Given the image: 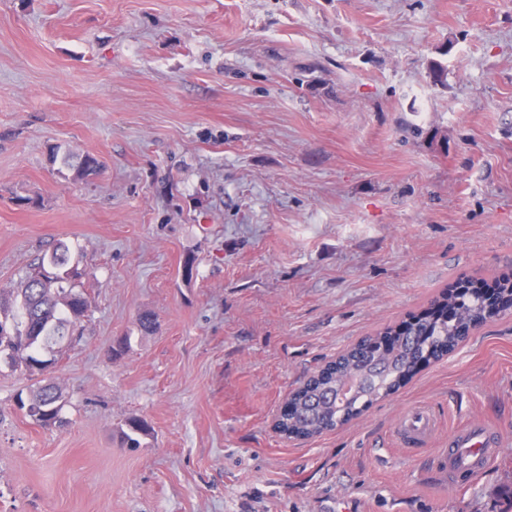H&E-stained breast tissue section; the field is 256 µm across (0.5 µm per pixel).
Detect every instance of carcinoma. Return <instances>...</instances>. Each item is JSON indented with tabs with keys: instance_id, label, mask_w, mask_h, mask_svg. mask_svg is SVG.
<instances>
[{
	"instance_id": "1",
	"label": "carcinoma",
	"mask_w": 512,
	"mask_h": 512,
	"mask_svg": "<svg viewBox=\"0 0 512 512\" xmlns=\"http://www.w3.org/2000/svg\"><path fill=\"white\" fill-rule=\"evenodd\" d=\"M101 164L93 156L84 157L76 168L80 178L96 175ZM78 262L67 244L59 242L28 268L25 278L11 291L16 306L3 303L0 313L12 315L0 324V336L16 330L29 337L28 346L8 356L9 362L25 367L29 373L53 364L60 356V345L70 325L80 324L88 314L78 304L90 303L80 288ZM440 300L454 310V320L426 316L399 330L392 347L382 348L379 339L367 337L338 355L320 374L310 378L290 398L291 410L281 423L282 435L291 439H310L336 430L359 415L375 401L398 391L424 359H438L464 340L463 328L489 319L487 304L477 294L467 297L444 295ZM61 392L52 382L42 385L26 400L30 411L25 416L41 426L62 423ZM148 435L142 421H130L120 432L122 444L141 447L140 437Z\"/></svg>"
}]
</instances>
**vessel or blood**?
<instances>
[{"mask_svg":"<svg viewBox=\"0 0 512 512\" xmlns=\"http://www.w3.org/2000/svg\"><path fill=\"white\" fill-rule=\"evenodd\" d=\"M437 419L425 406L405 412L398 420L395 430L401 444L421 440L430 441L434 435ZM500 435L483 422H474L448 436L447 448L441 449L440 457L448 467L451 477L469 473L478 475L485 471L498 454Z\"/></svg>","mask_w":512,"mask_h":512,"instance_id":"1","label":"vessel or blood"}]
</instances>
